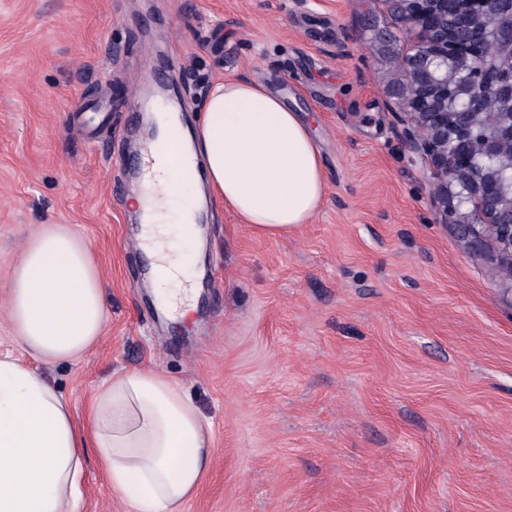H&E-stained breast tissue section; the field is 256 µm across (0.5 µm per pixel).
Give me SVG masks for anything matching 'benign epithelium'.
Returning <instances> with one entry per match:
<instances>
[{
    "label": "benign epithelium",
    "instance_id": "benign-epithelium-1",
    "mask_svg": "<svg viewBox=\"0 0 512 512\" xmlns=\"http://www.w3.org/2000/svg\"><path fill=\"white\" fill-rule=\"evenodd\" d=\"M412 36L402 54L406 82L391 90L396 114L406 125L413 149L436 181L441 222L480 228L501 263L512 264V194L493 178L477 177L473 144L493 154L512 141V111L487 133L460 123L448 135V116L462 112L457 102L475 106L491 90L512 105V9L500 0H385ZM454 4L448 17V4ZM491 23L496 53L481 51V35L471 33V18Z\"/></svg>",
    "mask_w": 512,
    "mask_h": 512
}]
</instances>
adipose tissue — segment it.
I'll return each mask as SVG.
<instances>
[{
	"instance_id": "adipose-tissue-1",
	"label": "adipose tissue",
	"mask_w": 512,
	"mask_h": 512,
	"mask_svg": "<svg viewBox=\"0 0 512 512\" xmlns=\"http://www.w3.org/2000/svg\"><path fill=\"white\" fill-rule=\"evenodd\" d=\"M182 152L187 167L144 174L134 202L157 305L181 320L196 295L199 194L222 199L257 234L279 238L311 221L326 190L309 128L257 81L215 82ZM8 298L16 342L33 358L76 359L102 334L106 304L93 247L64 227L26 243ZM90 449L132 512H183L210 464L199 410L160 370L113 375L80 423L44 376L0 352V512H76Z\"/></svg>"
}]
</instances>
